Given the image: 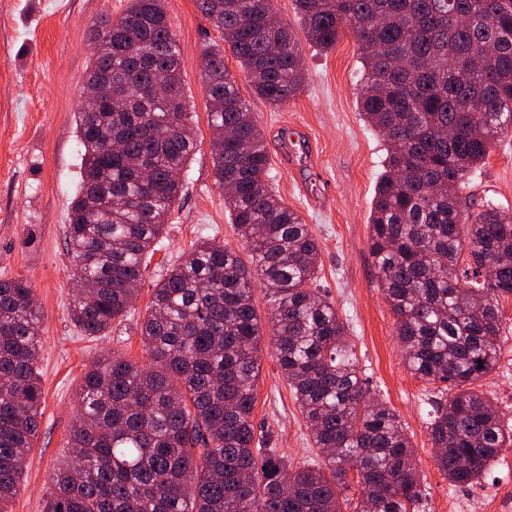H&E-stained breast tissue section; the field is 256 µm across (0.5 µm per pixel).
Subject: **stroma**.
<instances>
[{
	"mask_svg": "<svg viewBox=\"0 0 512 512\" xmlns=\"http://www.w3.org/2000/svg\"><path fill=\"white\" fill-rule=\"evenodd\" d=\"M129 0H0V280L21 278L41 313L38 369L44 393L41 422L21 487L9 512H43L51 477L64 461L78 418V392L88 366L118 351L142 363L140 334L153 288L167 267L202 238L224 243L243 263L251 256L215 181L208 101L200 76L202 49L220 33L195 0H165L181 49V72L197 149L181 179L159 249L150 261L130 314L103 337L84 335L70 316L74 266L65 236L68 209L80 180L82 150L75 115L91 59L89 29L124 13ZM305 82L287 104L273 106L239 89L264 133L270 184L300 213L316 237V283L347 322L371 391L396 411L414 449L426 489V512H449L465 497L469 512H505L512 502V447L467 486H452L435 463L427 428L435 386L408 369L395 318L369 253V216L386 145L358 108L362 64L351 35L322 51L302 45ZM463 208L495 203L512 211V137L494 148L460 192ZM505 333L496 368L476 384L512 425V297L499 304ZM254 423L271 434L297 465L317 460L310 432L269 342L260 348Z\"/></svg>",
	"mask_w": 512,
	"mask_h": 512,
	"instance_id": "1",
	"label": "stroma"
}]
</instances>
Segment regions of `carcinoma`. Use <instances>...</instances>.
I'll list each match as a JSON object with an SVG mask.
<instances>
[{
  "instance_id": "1",
  "label": "carcinoma",
  "mask_w": 512,
  "mask_h": 512,
  "mask_svg": "<svg viewBox=\"0 0 512 512\" xmlns=\"http://www.w3.org/2000/svg\"><path fill=\"white\" fill-rule=\"evenodd\" d=\"M196 5L224 40L204 50L201 78L216 182L253 270L213 239L167 268L141 329L150 367L114 352L85 371L44 512H343L354 489L353 512H422L411 442L314 288L319 245L270 190L264 136L224 64L227 47L252 93L283 105L305 79L300 42L273 23V0ZM295 9L321 50L347 32L359 45L360 111L387 145L369 252L407 367L449 394L428 422L438 469L470 485L512 447V430L472 389L498 363L512 215L460 204L464 180L512 133V0H295ZM91 40L87 90L125 108L77 112L83 157L66 238L80 284L71 319L105 336L130 311L196 141L164 0H130L121 17L94 23ZM258 283L270 343L322 456L311 465L293 466L256 431ZM40 321L30 285L0 280V512L40 427Z\"/></svg>"
}]
</instances>
